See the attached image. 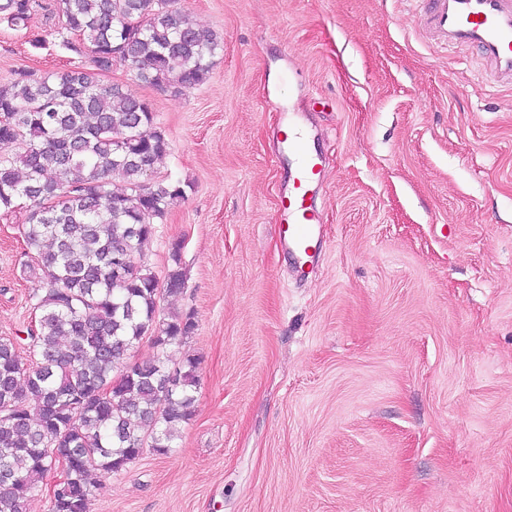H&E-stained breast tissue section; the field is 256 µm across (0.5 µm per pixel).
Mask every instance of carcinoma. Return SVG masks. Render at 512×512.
I'll return each instance as SVG.
<instances>
[{
    "label": "carcinoma",
    "instance_id": "carcinoma-1",
    "mask_svg": "<svg viewBox=\"0 0 512 512\" xmlns=\"http://www.w3.org/2000/svg\"><path fill=\"white\" fill-rule=\"evenodd\" d=\"M39 0H0V24L43 36L30 22ZM63 45L91 67L38 74L21 68L0 83V211L28 201L21 234L41 279L32 296L37 326L30 358L0 338V512H28L59 453L72 464L51 512H87L101 479L126 470L150 448L167 455L193 416L198 362L169 367V350L192 335V315L166 313L164 294L185 288L182 242L165 284L141 260L155 220L184 196L179 183L152 179L169 151L150 130L149 104L102 76L116 63L153 87L193 88L223 49L170 0H54ZM124 183L121 188L113 179ZM155 352L131 363L143 339Z\"/></svg>",
    "mask_w": 512,
    "mask_h": 512
}]
</instances>
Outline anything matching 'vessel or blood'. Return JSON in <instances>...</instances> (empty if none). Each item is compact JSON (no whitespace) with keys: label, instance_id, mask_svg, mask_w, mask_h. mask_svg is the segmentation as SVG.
Wrapping results in <instances>:
<instances>
[{"label":"vessel or blood","instance_id":"b4317fda","mask_svg":"<svg viewBox=\"0 0 512 512\" xmlns=\"http://www.w3.org/2000/svg\"><path fill=\"white\" fill-rule=\"evenodd\" d=\"M423 25L439 46L473 49L494 78L512 83V0H416ZM299 164L278 204V231L289 255L307 263L323 236L311 199L323 176V158L311 152L304 135L285 140Z\"/></svg>","mask_w":512,"mask_h":512}]
</instances>
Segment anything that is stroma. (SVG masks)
I'll return each instance as SVG.
<instances>
[{
  "label": "stroma",
  "instance_id": "35a3bbf8",
  "mask_svg": "<svg viewBox=\"0 0 512 512\" xmlns=\"http://www.w3.org/2000/svg\"><path fill=\"white\" fill-rule=\"evenodd\" d=\"M223 39L175 91L114 64L149 103L181 182L144 245L181 241L199 362L168 456L103 478L89 512H512V86L442 49L415 0H178ZM50 11L0 25V82L86 66ZM326 158L324 243L297 269L275 220L293 154L280 106ZM25 206L0 213V338L34 322Z\"/></svg>",
  "mask_w": 512,
  "mask_h": 512
}]
</instances>
